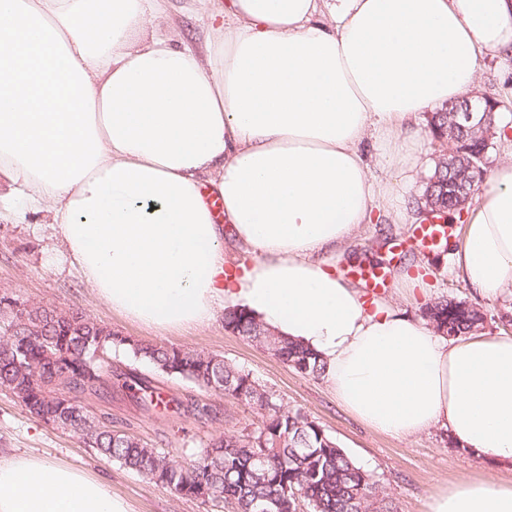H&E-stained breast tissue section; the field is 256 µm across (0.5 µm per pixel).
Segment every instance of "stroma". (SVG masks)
Wrapping results in <instances>:
<instances>
[{
	"label": "stroma",
	"instance_id": "35a3bbf8",
	"mask_svg": "<svg viewBox=\"0 0 512 512\" xmlns=\"http://www.w3.org/2000/svg\"><path fill=\"white\" fill-rule=\"evenodd\" d=\"M178 41L203 47L206 30L195 0H166L158 20ZM476 94H488L501 102L500 121L512 124V57H483ZM17 202L0 197V291L23 300L62 310L78 308L101 321L114 333L150 344H169L189 350L223 355L250 371L271 390L279 403L301 409L317 421L338 445L365 470L373 472L396 512H428L431 498L462 479L508 480L512 472L502 469L487 455L456 448L447 433L432 430L401 437L369 428L350 414L323 381L305 377L253 343L224 328V310L216 308L203 326L160 329L139 324L112 310L84 280L67 256L56 225L47 213L14 217ZM411 220L379 214L376 221L361 226L336 253V266L348 272L354 263L376 261L388 251L387 238L406 240L402 260L393 262L394 274H417L421 287L416 299L385 289L384 300L394 302L413 316H420L426 303L447 296L481 308L484 332L495 334L512 319V299L475 296L454 272L447 250L425 251L410 244ZM164 398H192L217 406L215 421H199L170 410L146 415L125 392L111 399H90L92 411L107 410L112 427L129 431L178 462L189 461L202 442L231 431L258 426L259 411L222 399L194 384L167 376L159 377ZM34 455L81 469L107 482L115 496L125 499L133 512H233L230 504L180 499L149 483L138 473L105 460L82 439L32 416L9 393L0 390V457Z\"/></svg>",
	"mask_w": 512,
	"mask_h": 512
}]
</instances>
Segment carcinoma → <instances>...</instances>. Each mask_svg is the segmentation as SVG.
I'll use <instances>...</instances> for the list:
<instances>
[{
	"label": "carcinoma",
	"mask_w": 512,
	"mask_h": 512,
	"mask_svg": "<svg viewBox=\"0 0 512 512\" xmlns=\"http://www.w3.org/2000/svg\"><path fill=\"white\" fill-rule=\"evenodd\" d=\"M466 100L431 113L429 135L456 145L452 158L440 156L423 183L417 205L437 213L457 211L448 196L454 172L469 168L488 152L489 129L460 124ZM24 318L11 329L0 326V388L14 392L34 417L57 424L84 440L99 456L135 471L178 497L227 502L236 512H256L273 503V512H394L376 476L359 466L316 421L299 409H285L274 393L252 374L224 356L173 345L145 344L120 336L81 310H48L39 303L10 298ZM424 319L448 337L484 323L470 304L439 297L425 305ZM224 329L255 343L283 364L309 377L321 374L318 357L307 347L278 336L236 308L224 310ZM118 347L161 374L190 381L211 392L264 412L253 430L226 433L204 443L189 463H179L137 436L112 429V415L92 413L85 401L122 381L128 396L151 412L163 403L152 377L128 367L112 370ZM199 419L212 406L187 399L178 402Z\"/></svg>",
	"instance_id": "obj_1"
}]
</instances>
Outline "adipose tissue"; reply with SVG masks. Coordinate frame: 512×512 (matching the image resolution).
<instances>
[{
  "mask_svg": "<svg viewBox=\"0 0 512 512\" xmlns=\"http://www.w3.org/2000/svg\"><path fill=\"white\" fill-rule=\"evenodd\" d=\"M160 0H0V183L49 210L85 281L141 323L245 309L307 346L364 425L439 428L512 469V333L448 338L368 300L331 260L386 200L413 209L421 114L512 49V0H225L196 51L155 31ZM385 143L397 176L371 177ZM223 202L215 218L203 199ZM252 256L230 269L224 237ZM451 255L512 295V160L488 175ZM0 512H132L84 471L0 458ZM429 512H512V479L461 480ZM366 153L367 162L369 164V173L372 177L377 179H393L394 171L392 167L385 164L381 158L382 149L373 140L368 141L364 144L363 148Z\"/></svg>",
  "mask_w": 512,
  "mask_h": 512,
  "instance_id": "adipose-tissue-1",
  "label": "adipose tissue"
}]
</instances>
